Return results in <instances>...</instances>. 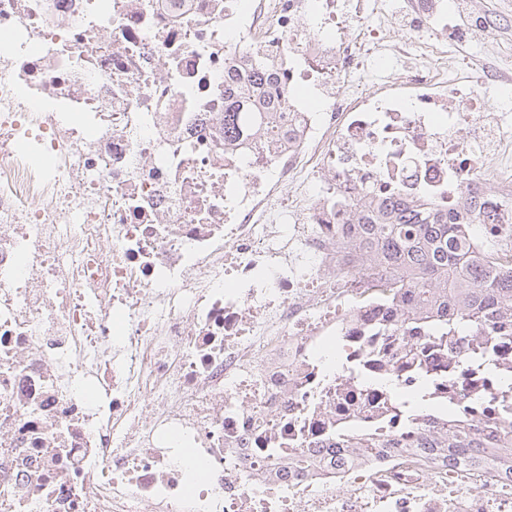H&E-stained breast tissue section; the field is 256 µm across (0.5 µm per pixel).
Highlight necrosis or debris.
Instances as JSON below:
<instances>
[{"label": "necrosis or debris", "mask_w": 512, "mask_h": 512, "mask_svg": "<svg viewBox=\"0 0 512 512\" xmlns=\"http://www.w3.org/2000/svg\"><path fill=\"white\" fill-rule=\"evenodd\" d=\"M500 35L480 0H0V512H512L417 446L504 423L512 339L490 371L395 329L356 232L512 203V54L452 55ZM257 55L282 133L225 142Z\"/></svg>", "instance_id": "1"}]
</instances>
